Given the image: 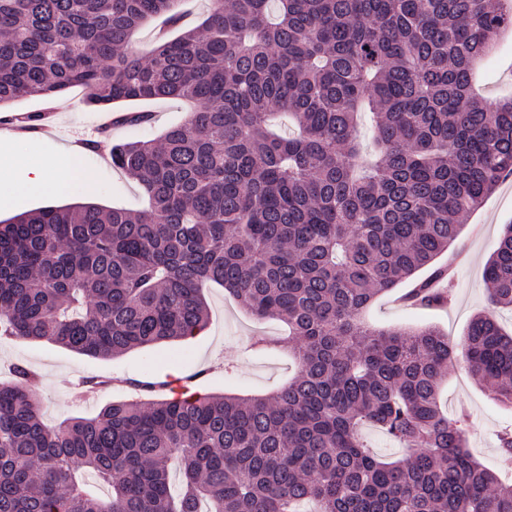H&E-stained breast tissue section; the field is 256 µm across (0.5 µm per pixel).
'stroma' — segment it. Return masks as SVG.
<instances>
[{"label":"stroma","instance_id":"stroma-1","mask_svg":"<svg viewBox=\"0 0 512 512\" xmlns=\"http://www.w3.org/2000/svg\"><path fill=\"white\" fill-rule=\"evenodd\" d=\"M478 86L488 101L512 94V38L500 40L495 55L479 68ZM56 107V127L48 134L19 135L0 140V181L20 182L27 166L45 158L72 151L77 138L94 131L101 112L87 104L86 92L74 87L66 91ZM119 112L146 110L154 115L145 126L124 125L114 129L117 140L153 139L167 127L184 122L188 105L176 101L142 104L119 103ZM75 175L61 184L51 197H39L16 191L0 201V220L45 206L94 203L109 209L145 207L140 187L111 162L97 155H74ZM512 224V179L500 183L464 224L449 255H462L454 269V299L436 310H420L404 303L410 282H403L372 302L366 318L372 324L387 327L438 325L450 338L460 339L471 319L492 310L484 282L483 268L498 246L503 228ZM208 320L197 336L131 350L111 358H92L45 340L11 339L0 342V382L12 379V368L22 363L36 375L34 391L42 402L45 422L56 425L74 416H92L106 404L138 398L134 381H164L169 386L186 385L202 394L269 395L294 375L296 364L285 352L264 356L247 349L250 338H277L286 332L282 322L258 320L250 316L223 288L206 286L203 290ZM100 378L107 387L92 392L89 400L73 402L74 386ZM442 397L449 411L466 409L470 416L467 443L476 456L502 480L512 482V457L504 458L498 435L512 428V408L496 404L473 378L465 358L448 367L442 385Z\"/></svg>","mask_w":512,"mask_h":512}]
</instances>
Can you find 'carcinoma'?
<instances>
[{
  "instance_id": "cac0c4a2",
  "label": "carcinoma",
  "mask_w": 512,
  "mask_h": 512,
  "mask_svg": "<svg viewBox=\"0 0 512 512\" xmlns=\"http://www.w3.org/2000/svg\"><path fill=\"white\" fill-rule=\"evenodd\" d=\"M180 5L0 0V107L75 86L101 110L195 106L157 141L84 142L148 209L49 206L0 223V337L94 358L183 340L206 326L200 285L213 282L288 325L297 372L268 397L185 391L50 427L17 364L0 383V512H512V484L468 448V413L445 415L439 397L462 350L512 407V335L489 311L459 343L363 320L512 175V99L472 91L473 62L512 30V0H209L198 26L145 58L126 52L147 22L178 25ZM274 113L293 136L272 130ZM447 271L415 281L413 304L447 306ZM484 279L492 306L511 307L512 224ZM364 425L406 458H375Z\"/></svg>"
}]
</instances>
